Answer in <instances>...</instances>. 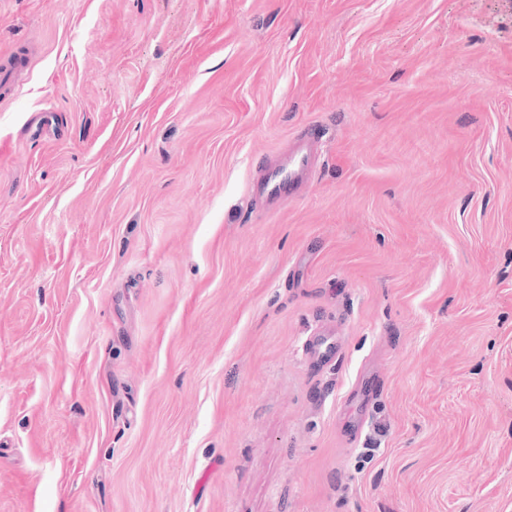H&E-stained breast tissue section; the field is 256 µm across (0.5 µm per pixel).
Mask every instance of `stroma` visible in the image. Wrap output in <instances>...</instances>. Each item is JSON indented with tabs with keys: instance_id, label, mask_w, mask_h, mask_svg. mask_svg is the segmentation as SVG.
<instances>
[{
	"instance_id": "1",
	"label": "stroma",
	"mask_w": 512,
	"mask_h": 512,
	"mask_svg": "<svg viewBox=\"0 0 512 512\" xmlns=\"http://www.w3.org/2000/svg\"><path fill=\"white\" fill-rule=\"evenodd\" d=\"M25 43L0 512H512V0H0ZM317 139L311 136L301 138V147L293 155L288 171L273 173L265 184L268 195L280 196L282 186L299 178H308L316 164Z\"/></svg>"
}]
</instances>
